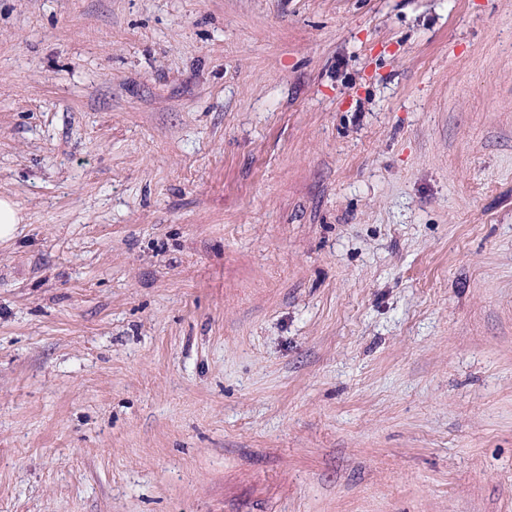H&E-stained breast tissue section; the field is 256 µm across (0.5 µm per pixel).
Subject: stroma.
<instances>
[{"label":"stroma","instance_id":"1","mask_svg":"<svg viewBox=\"0 0 512 512\" xmlns=\"http://www.w3.org/2000/svg\"><path fill=\"white\" fill-rule=\"evenodd\" d=\"M0 512H512V0H0ZM24 221L17 204L8 197L0 198V241H8L16 236L18 225Z\"/></svg>","mask_w":512,"mask_h":512}]
</instances>
